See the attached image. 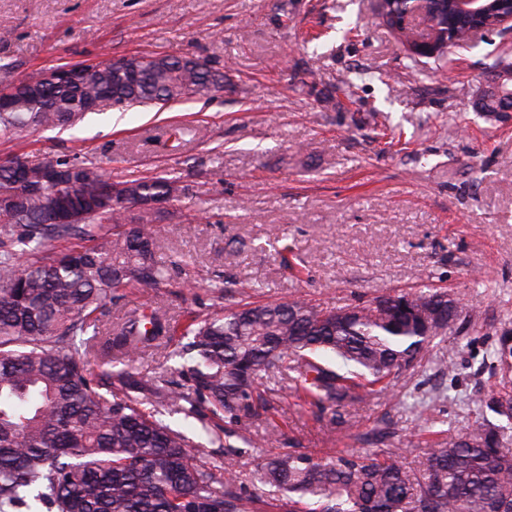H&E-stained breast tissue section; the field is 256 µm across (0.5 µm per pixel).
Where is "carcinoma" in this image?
Instances as JSON below:
<instances>
[{"label": "carcinoma", "mask_w": 512, "mask_h": 512, "mask_svg": "<svg viewBox=\"0 0 512 512\" xmlns=\"http://www.w3.org/2000/svg\"><path fill=\"white\" fill-rule=\"evenodd\" d=\"M71 69L89 74L47 87L32 73L4 86L15 108L0 112V138L72 127L92 97L112 107L166 106L209 96L224 80L223 72L187 56L85 61ZM487 69L512 91L511 62L497 57ZM507 106L512 98L494 93L481 101L483 112ZM21 159H0V196L17 199L14 209L0 210V512H512V342L505 332L492 352L491 370L501 376L475 400L479 416L448 437L447 447L423 453L421 478L411 480L401 453L390 448L341 454L324 465L290 450L255 471L288 499L244 496L230 425L267 409L255 398L262 380L293 372L296 398L328 403L340 419L367 397L390 393L422 366L434 339L472 322L471 311L459 302L448 314V293L426 285L324 310L303 299H238L226 282L217 293L227 306L192 313L180 327L158 305L108 331V344L130 356L162 336L177 337L167 357L183 360L188 387L161 377L145 381L108 362L95 370L91 350L103 335L106 304L124 288L159 287L173 268L155 255L160 211L133 212L126 191L174 202L188 187L168 173L114 182L93 162L56 158L85 181L73 189L79 218L55 224L56 191L40 182L35 163L26 184H18L13 164ZM106 224L124 231L111 233ZM69 239L86 245L57 249ZM329 357L346 371L331 368ZM179 414L199 417L200 435L224 441V460H197L193 438L167 422Z\"/></svg>", "instance_id": "obj_1"}]
</instances>
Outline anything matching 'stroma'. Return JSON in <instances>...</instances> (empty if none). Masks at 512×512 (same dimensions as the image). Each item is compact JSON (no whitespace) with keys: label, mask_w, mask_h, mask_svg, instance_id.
Returning a JSON list of instances; mask_svg holds the SVG:
<instances>
[{"label":"stroma","mask_w":512,"mask_h":512,"mask_svg":"<svg viewBox=\"0 0 512 512\" xmlns=\"http://www.w3.org/2000/svg\"><path fill=\"white\" fill-rule=\"evenodd\" d=\"M379 0H0V85L85 59L196 55L224 72V89L165 107L111 108L76 127L0 142V156L78 158L126 179L168 172L190 196L155 224L169 282L126 288L104 324L163 303L172 323L207 312L216 286L235 281L253 300L301 297L340 308L428 284L474 315L434 340L422 368L392 393L333 409L293 398L291 380L264 382L269 410L236 427L239 485L263 494L252 471L272 455L261 437L328 462L403 449L416 475L429 448L477 417L491 384L490 354L512 330V112L480 110L485 65L512 58V30L479 34L437 61L409 52L378 16ZM351 93H344V86ZM285 242H278V235ZM289 252H282V245ZM457 373L443 375L442 361ZM422 416L408 412L432 392ZM383 441L370 439L380 418Z\"/></svg>","instance_id":"35a3bbf8"}]
</instances>
